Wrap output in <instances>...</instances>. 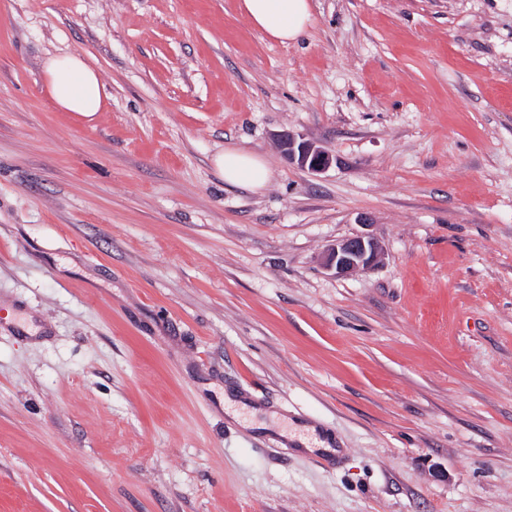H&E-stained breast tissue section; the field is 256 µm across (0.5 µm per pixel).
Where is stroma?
<instances>
[{"label": "stroma", "mask_w": 512, "mask_h": 512, "mask_svg": "<svg viewBox=\"0 0 512 512\" xmlns=\"http://www.w3.org/2000/svg\"><path fill=\"white\" fill-rule=\"evenodd\" d=\"M309 3L0 0V512H512V0ZM239 8L268 38L296 40L311 22L308 0H240ZM43 85L60 111L73 112L87 122L103 111L110 97L95 70L75 54L49 57L44 63ZM277 140L288 160L312 173H320L331 164L328 153L301 136L284 133ZM215 167L224 182L251 191L262 188L270 170L260 157L237 148H225L214 158ZM378 242L366 234L336 242L323 255V266L336 276H347L375 266L381 257Z\"/></svg>", "instance_id": "35a3bbf8"}]
</instances>
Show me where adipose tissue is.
Wrapping results in <instances>:
<instances>
[{
    "label": "adipose tissue",
    "mask_w": 512,
    "mask_h": 512,
    "mask_svg": "<svg viewBox=\"0 0 512 512\" xmlns=\"http://www.w3.org/2000/svg\"><path fill=\"white\" fill-rule=\"evenodd\" d=\"M239 8L253 26L282 43L296 40L311 21L308 0H240ZM43 85L60 111L87 122L103 111L109 98L99 75L75 54L49 57L44 63ZM214 163L226 183L251 191L262 188L270 177L263 159L241 149H225Z\"/></svg>",
    "instance_id": "obj_1"
}]
</instances>
